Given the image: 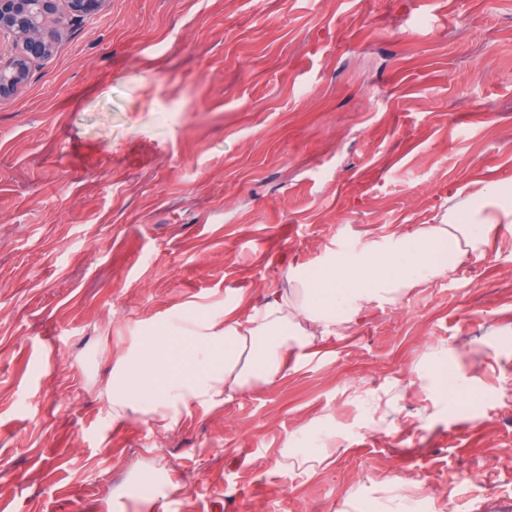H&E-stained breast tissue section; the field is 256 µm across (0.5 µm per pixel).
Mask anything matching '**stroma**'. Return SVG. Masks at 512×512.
Listing matches in <instances>:
<instances>
[{
  "instance_id": "1",
  "label": "stroma",
  "mask_w": 512,
  "mask_h": 512,
  "mask_svg": "<svg viewBox=\"0 0 512 512\" xmlns=\"http://www.w3.org/2000/svg\"><path fill=\"white\" fill-rule=\"evenodd\" d=\"M479 182L512 189V0H107L0 102V512H512V248L167 435L103 396L150 323L261 305ZM339 445L334 448H320L318 451H292L291 448H281L278 466L290 470H299L304 473L315 472L329 465L335 458L344 452Z\"/></svg>"
}]
</instances>
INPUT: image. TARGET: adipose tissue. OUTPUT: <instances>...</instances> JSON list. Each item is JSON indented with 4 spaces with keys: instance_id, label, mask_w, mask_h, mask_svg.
<instances>
[{
    "instance_id": "adipose-tissue-1",
    "label": "adipose tissue",
    "mask_w": 512,
    "mask_h": 512,
    "mask_svg": "<svg viewBox=\"0 0 512 512\" xmlns=\"http://www.w3.org/2000/svg\"><path fill=\"white\" fill-rule=\"evenodd\" d=\"M512 237V196L485 186L438 223L395 230L380 240L329 254L317 276L290 269L265 291L259 308L237 307L179 335L150 328L111 353L106 400L116 422H144L174 431L183 411L221 405L235 395L274 384L289 362L319 352L321 341L374 309L399 304L411 291L454 270L463 257L493 254Z\"/></svg>"
}]
</instances>
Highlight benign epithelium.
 Wrapping results in <instances>:
<instances>
[{
	"mask_svg": "<svg viewBox=\"0 0 512 512\" xmlns=\"http://www.w3.org/2000/svg\"><path fill=\"white\" fill-rule=\"evenodd\" d=\"M0 0V42H13L8 57L0 55V101L14 96L28 80L32 66L52 51L53 38L75 21L98 14L106 0Z\"/></svg>",
	"mask_w": 512,
	"mask_h": 512,
	"instance_id": "7a95c632",
	"label": "benign epithelium"
}]
</instances>
